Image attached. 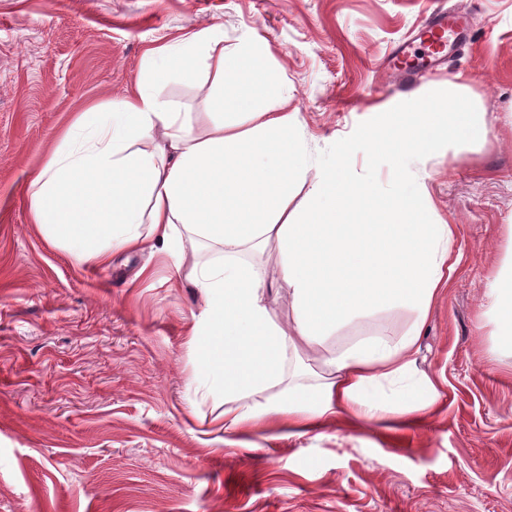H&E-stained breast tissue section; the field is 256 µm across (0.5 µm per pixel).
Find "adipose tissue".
I'll use <instances>...</instances> for the list:
<instances>
[{
  "label": "adipose tissue",
  "mask_w": 512,
  "mask_h": 512,
  "mask_svg": "<svg viewBox=\"0 0 512 512\" xmlns=\"http://www.w3.org/2000/svg\"><path fill=\"white\" fill-rule=\"evenodd\" d=\"M254 59L247 48L225 55L215 26L148 50L111 112L88 105L60 131L28 189L30 221L86 263L169 255L205 301L196 354L205 385L224 391L225 435L419 426L440 397L417 372L420 337L456 266L454 225L423 203L424 165L441 136L482 141L485 113L453 87L446 109L418 100L382 113L364 142L395 161L391 187L329 166L293 207L307 167L299 115L258 109L272 83ZM210 71L214 121L191 122L156 91ZM488 296L512 352V274L497 275ZM278 304L286 321L272 315ZM394 308L413 315L398 335L335 340L356 318ZM313 357L315 382L286 375L287 361ZM283 383L287 397L269 396Z\"/></svg>",
  "instance_id": "adipose-tissue-1"
}]
</instances>
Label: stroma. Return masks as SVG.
I'll use <instances>...</instances> for the list:
<instances>
[{
  "label": "stroma",
  "instance_id": "stroma-1",
  "mask_svg": "<svg viewBox=\"0 0 512 512\" xmlns=\"http://www.w3.org/2000/svg\"><path fill=\"white\" fill-rule=\"evenodd\" d=\"M471 40L415 84L485 111L482 142H444L426 198L459 259L421 340L439 385L425 424L228 441L224 396L198 387L191 328L204 302L162 252L83 263L29 222L27 187L87 104L111 110L153 46L208 26L251 41L295 112L310 167L344 163L388 189L393 167L348 144L405 112L386 62L436 0H0V512H512V355L487 292L512 272V0H445ZM192 118L206 90L157 87Z\"/></svg>",
  "mask_w": 512,
  "mask_h": 512
}]
</instances>
